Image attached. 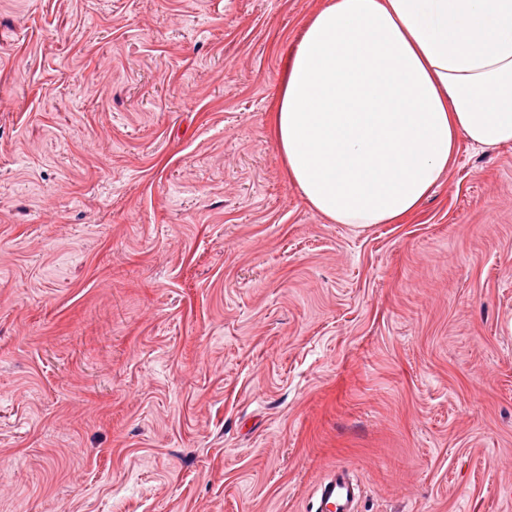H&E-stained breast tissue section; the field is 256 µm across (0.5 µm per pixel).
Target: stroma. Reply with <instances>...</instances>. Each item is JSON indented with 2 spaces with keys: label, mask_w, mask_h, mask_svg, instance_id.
<instances>
[{
  "label": "stroma",
  "mask_w": 512,
  "mask_h": 512,
  "mask_svg": "<svg viewBox=\"0 0 512 512\" xmlns=\"http://www.w3.org/2000/svg\"><path fill=\"white\" fill-rule=\"evenodd\" d=\"M325 0H0V512H512V144L334 224L273 137ZM359 486L347 466H336L316 487L315 505L310 512H351Z\"/></svg>",
  "instance_id": "stroma-1"
}]
</instances>
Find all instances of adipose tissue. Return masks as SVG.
<instances>
[{"mask_svg":"<svg viewBox=\"0 0 512 512\" xmlns=\"http://www.w3.org/2000/svg\"><path fill=\"white\" fill-rule=\"evenodd\" d=\"M275 136L336 224H391L459 139L512 143V0H327L290 54Z\"/></svg>","mask_w":512,"mask_h":512,"instance_id":"adipose-tissue-1","label":"adipose tissue"}]
</instances>
